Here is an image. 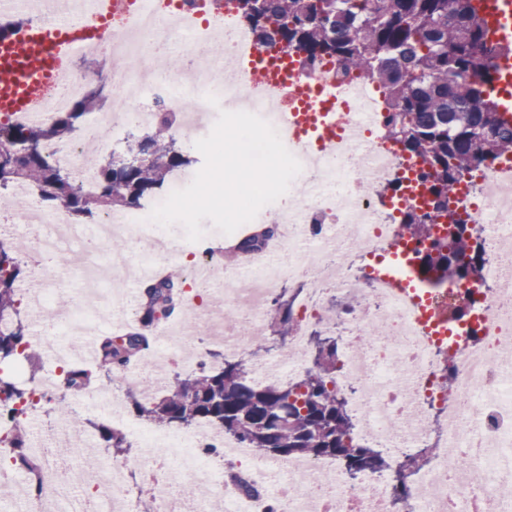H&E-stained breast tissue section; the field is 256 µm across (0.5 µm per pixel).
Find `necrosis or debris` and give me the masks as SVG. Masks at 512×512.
<instances>
[{
	"instance_id": "obj_1",
	"label": "necrosis or debris",
	"mask_w": 512,
	"mask_h": 512,
	"mask_svg": "<svg viewBox=\"0 0 512 512\" xmlns=\"http://www.w3.org/2000/svg\"><path fill=\"white\" fill-rule=\"evenodd\" d=\"M180 12L169 0H142L138 24L114 14L109 36L86 44L85 53L108 55L112 67L91 71L84 80L66 77L50 92L49 112L65 110L83 81H103L109 91L107 112L93 114L76 143L48 142L43 151L69 167L80 184H91V156L112 152L128 125L148 128L156 112L179 110L186 127L216 112H280L287 106L283 90L257 89L247 71L238 69L239 55L253 45L236 0H224V24L203 22L182 42L187 64L163 77L148 66L158 47L178 40ZM219 40L223 65L211 63L208 46ZM297 81H327L342 99V119L352 122L360 112H384L374 84L342 71L325 57L303 67ZM287 149L302 169L287 199L261 209L257 223L284 225L275 256L266 249L245 253L234 275L211 266L208 276L188 273L185 293L197 309L175 341L158 354L175 365L178 356L194 354L199 341L210 338L214 313L204 297L224 282V310L235 321L224 329V352L264 348L263 321L276 299L277 284L294 283L291 310L296 329L285 351L250 364L251 381L294 382L310 369L309 332L336 330L341 369L337 387L358 425L354 441L381 449L388 468L349 480L340 462L327 457H259L244 442L202 426L190 434L160 431L129 421L122 392L150 393L161 389L166 369L142 363L123 368L109 384L90 394L87 411L126 426L140 443L130 461L112 462L94 472L81 465L87 442L80 439L66 412L53 408L55 393L44 380L29 388L35 404L23 415L29 451L40 464V477L54 487L52 501L34 498L22 471L6 466L12 450L0 442V484L17 485L22 512H201L196 496L205 485L223 497L224 512H396L407 497L413 512H512V497L503 488L512 482V166L492 159L466 173L458 185L457 214L483 228L486 257L479 278L435 282L419 278L423 296L413 305L386 283L393 256L424 255L431 243L407 240L400 220L407 210L425 214L428 202L413 204L408 191L416 184L413 161L385 133L384 126L365 122L348 144L316 151L291 142ZM20 202L0 216V237L20 241L34 281L45 286L46 299L69 288V271L60 261L63 239L87 241L90 260L81 270V299L64 326L40 325L30 336L32 349L48 353L52 374L68 364L71 352L83 349L84 338L98 326L99 308H112L95 295L102 262L112 256L117 230L138 228L134 243L163 265L180 261L193 247L184 231L169 233L148 222L153 205L137 211L104 214L96 225L71 223L66 210H44L29 189H19ZM465 318H454L460 305ZM438 418L446 429L428 433L425 423ZM419 448L428 449L430 463L395 482L390 473ZM462 458L466 467L455 466ZM160 471L159 479L139 495L127 490L129 472Z\"/></svg>"
}]
</instances>
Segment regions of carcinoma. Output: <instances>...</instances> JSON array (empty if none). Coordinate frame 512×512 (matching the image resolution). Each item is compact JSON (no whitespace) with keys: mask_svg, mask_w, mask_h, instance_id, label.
Segmentation results:
<instances>
[{"mask_svg":"<svg viewBox=\"0 0 512 512\" xmlns=\"http://www.w3.org/2000/svg\"><path fill=\"white\" fill-rule=\"evenodd\" d=\"M239 16L263 48L277 42L302 51L309 61L332 57L345 71L379 84L388 110L387 136L428 167L433 213L411 210L401 221L403 234L432 239L430 230L443 217L448 235L433 239L421 258L430 276L472 279L482 266L481 226L455 218L453 204L463 173L512 152V121L504 120L497 99L488 92L492 60L500 47L488 37L477 0H238ZM100 108L99 93L89 91L66 112L42 123L8 119L0 123V198H13L25 186L45 208L62 206L72 223L83 224L97 209L135 207L156 193L170 173L189 164L176 146L172 112L156 113L153 126L131 136L124 155L96 164L92 187L78 185L71 174L41 151L48 140L71 141L91 112ZM16 249L0 240V363L19 351L33 364L39 354L29 347L30 323L22 313L17 286L26 279ZM183 281L166 276L144 292L139 322L144 327L171 317L182 303ZM269 340L283 349L295 323L288 300L279 299L268 317ZM311 340L319 359L300 380L288 384L250 382L242 360L226 358L219 367L196 376H175L165 395L132 398L138 415L162 428H192L208 423L247 443L255 452L281 457L339 458L346 471L359 474L384 469L387 461L374 448L353 442L355 425L346 398L336 390L340 361L336 339L320 331ZM149 338L134 330L121 339L105 336L93 368L71 366L59 381L77 394L96 390L112 367L139 362ZM29 392L0 378V419L10 424L14 464L34 473L39 462L28 453L23 410L15 404ZM100 447L127 452L131 443L109 426L97 427Z\"/></svg>","mask_w":512,"mask_h":512,"instance_id":"obj_1","label":"carcinoma"}]
</instances>
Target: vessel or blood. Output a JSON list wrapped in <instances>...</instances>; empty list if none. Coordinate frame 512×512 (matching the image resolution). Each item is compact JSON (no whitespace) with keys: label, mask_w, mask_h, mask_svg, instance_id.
<instances>
[{"label":"vessel or blood","mask_w":512,"mask_h":512,"mask_svg":"<svg viewBox=\"0 0 512 512\" xmlns=\"http://www.w3.org/2000/svg\"><path fill=\"white\" fill-rule=\"evenodd\" d=\"M118 0H65L53 22L25 25L18 33L0 39V114L37 117L48 101V85L60 83L81 56L89 29L74 25L73 16L92 15L96 21L111 19ZM481 13L504 44H512V0H483ZM298 66L288 52L270 57L253 53L249 67L254 84L263 89L283 85L289 72ZM497 87L499 110L504 119L512 118V54L500 56ZM334 88H296L289 110L277 113L278 123L294 138L307 137L320 145L335 143Z\"/></svg>","instance_id":"vessel-or-blood-1"}]
</instances>
